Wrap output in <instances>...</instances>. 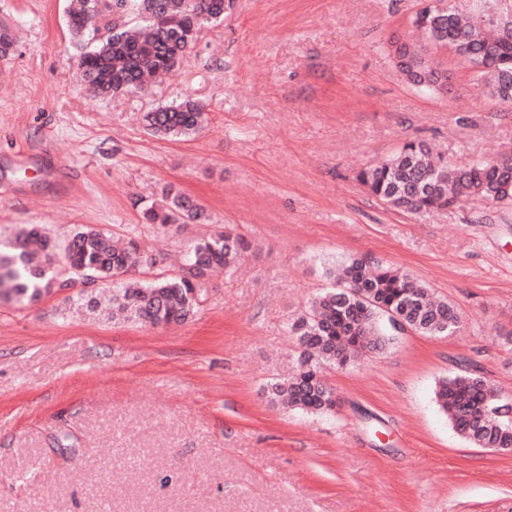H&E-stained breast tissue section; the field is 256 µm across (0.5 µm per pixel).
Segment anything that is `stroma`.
I'll use <instances>...</instances> for the list:
<instances>
[{
  "label": "stroma",
  "instance_id": "stroma-1",
  "mask_svg": "<svg viewBox=\"0 0 512 512\" xmlns=\"http://www.w3.org/2000/svg\"><path fill=\"white\" fill-rule=\"evenodd\" d=\"M417 0H225L150 94L91 100L78 86L69 0H0L18 36L0 62V237L39 224L62 241L137 231L175 257L232 226L238 269L207 277L187 323L152 328L70 309L81 284L0 302V512H512V454L458 435L434 397L459 359L512 397V206L461 199L394 210L356 174L405 141L462 168L512 144V102L448 53V92L394 68ZM189 95L208 122L186 141L141 117ZM208 224L156 228L166 185ZM367 255L402 268L462 317L454 336L407 330L328 370L337 404L304 415L264 388L298 354L289 319Z\"/></svg>",
  "mask_w": 512,
  "mask_h": 512
}]
</instances>
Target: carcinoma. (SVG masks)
I'll list each match as a JSON object with an SVG mask.
<instances>
[{"label":"carcinoma","instance_id":"cac0c4a2","mask_svg":"<svg viewBox=\"0 0 512 512\" xmlns=\"http://www.w3.org/2000/svg\"><path fill=\"white\" fill-rule=\"evenodd\" d=\"M423 0L411 17L417 44H404L407 63L398 68L415 89L441 93L448 70L432 69L428 52L468 50L479 84L494 97L512 100V0ZM70 30L79 49L81 85L92 98L112 97L141 87L148 78L173 72L202 28L224 23V0H72ZM16 52L12 30L0 27V60ZM149 134L185 140L201 132L206 107L192 98L173 100L143 115ZM359 181L388 206L422 215L446 210L461 198L512 204V148L464 169L422 141L405 142L385 163L364 169ZM145 223L161 227L206 224L210 216L191 195L172 186L161 203L142 209ZM250 243L226 228L196 241L180 273L163 269L164 258L146 249L138 236L95 229L73 233L57 243L39 224L0 242V300L24 305L50 292L60 277L67 282L110 286L112 310L124 319L153 327L187 322L206 298L205 276L214 267L240 261ZM332 288L294 318L289 331L300 347L295 371L267 388L270 401L286 409L328 414L336 391L325 368H345L361 356L381 351L399 325L422 335L458 332L461 316L434 297L404 270L352 258L326 268ZM99 294L81 291L73 306L94 311ZM477 370L441 380L435 400L454 430L481 448L512 446V399L480 386Z\"/></svg>","mask_w":512,"mask_h":512}]
</instances>
